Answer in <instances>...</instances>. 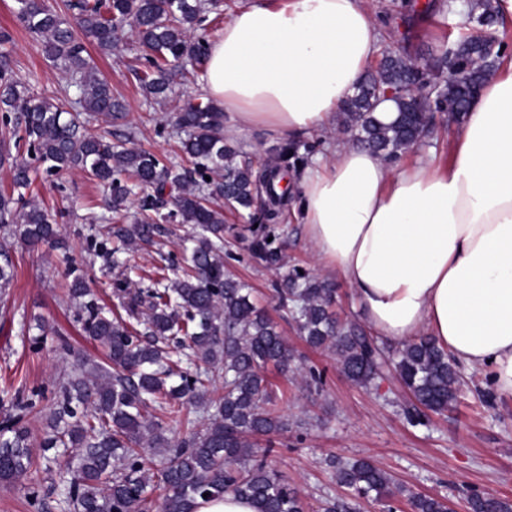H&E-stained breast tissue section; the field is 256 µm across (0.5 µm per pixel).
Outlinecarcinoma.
<instances>
[{
  "label": "carcinoma",
  "instance_id": "cac0c4a2",
  "mask_svg": "<svg viewBox=\"0 0 512 512\" xmlns=\"http://www.w3.org/2000/svg\"><path fill=\"white\" fill-rule=\"evenodd\" d=\"M15 17L41 44L44 56L63 77H75L77 97L69 110L66 99L30 94L17 80L6 45L12 34L0 29V164L12 170L17 195H0V228L32 249L59 239L63 213L25 197L32 168L52 176L80 169L90 172L107 190L106 208L119 213L139 201L140 218L117 230L122 246L112 249V266L119 254L137 241L149 242L161 232L156 214L167 187L179 186L173 218L191 226L193 244L181 277L162 285L165 275L138 292L149 314L138 331L99 303L77 268L69 298L77 321L89 339L106 351L108 363L91 364L77 357L75 373L56 392L51 426L43 436V451L75 448L68 458L66 494L73 512H149L156 491L164 492L165 512H194L197 499L233 494L250 500L257 512H305L297 490L288 486L255 455L252 438L284 429L276 412L279 397L264 370H291L295 356L266 311L251 300V289L224 265V209L247 216L254 237L250 250L268 268L283 265L281 247L269 237L281 218L283 199L270 175L257 176L238 152L224 144L221 113L209 101L188 102L174 116V127L185 135L184 155L192 164V184L211 186L223 204L203 202L194 189L184 188V174L155 154L138 147L136 132L125 143L112 144V132L88 131L80 114L90 119L124 118L123 103L87 55V45L107 54L132 26L145 49L135 74L147 95L163 101L170 91L172 67L203 63L209 44L194 35L206 17L202 0H76L74 17L50 0H15ZM480 24L502 23L495 0H474L470 12ZM406 45L384 58L358 84L341 109L338 126L365 148L392 159L413 147L430 131V105L467 106L486 74L502 63L501 55L483 51L482 33H464L454 41L452 55L420 64ZM460 73L453 83L439 79L448 66ZM393 89L397 116L384 124L375 115L378 101ZM27 146L30 160L11 158L9 140ZM300 160L299 145L285 141L277 148L274 168ZM0 290L12 285L15 267L0 249ZM279 306L291 309L297 330L308 345L336 356L340 372L352 383L370 387L393 376L410 397L406 409L413 425L428 414L441 413L458 395L459 374L448 352L429 336L384 351L358 325L337 316L335 284L292 269L275 286ZM153 402L169 418H179L192 406L209 413L201 432L190 431L174 444L162 419L147 417ZM29 431L14 421L0 428V484L14 485L37 470L28 443ZM162 454V467L151 472V457ZM332 478L357 499L372 497L386 512L405 496L411 512H450L443 498L422 495L392 482L369 459L345 462L327 459ZM469 512H512V502L494 494L470 490Z\"/></svg>",
  "mask_w": 512,
  "mask_h": 512
}]
</instances>
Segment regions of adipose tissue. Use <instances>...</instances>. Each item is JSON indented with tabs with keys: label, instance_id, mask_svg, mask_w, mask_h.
Segmentation results:
<instances>
[{
	"label": "adipose tissue",
	"instance_id": "1",
	"mask_svg": "<svg viewBox=\"0 0 512 512\" xmlns=\"http://www.w3.org/2000/svg\"><path fill=\"white\" fill-rule=\"evenodd\" d=\"M379 39L362 0H252L212 41L202 88L231 135L333 129ZM450 131L445 164L392 168L339 144L313 158L299 182L304 233L376 335L433 337L512 401V65Z\"/></svg>",
	"mask_w": 512,
	"mask_h": 512
}]
</instances>
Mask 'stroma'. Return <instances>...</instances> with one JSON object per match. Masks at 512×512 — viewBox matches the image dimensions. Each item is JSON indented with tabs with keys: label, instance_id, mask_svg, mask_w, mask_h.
I'll return each instance as SVG.
<instances>
[{
	"label": "stroma",
	"instance_id": "1",
	"mask_svg": "<svg viewBox=\"0 0 512 512\" xmlns=\"http://www.w3.org/2000/svg\"><path fill=\"white\" fill-rule=\"evenodd\" d=\"M426 0H363L380 27L379 51L398 48L404 34H412L413 52L421 59L437 56L440 45L459 33L477 30L465 8L467 0H433L446 5L416 22L410 21L411 5ZM15 0H0V28L9 29L14 69L30 92L56 98L65 82L45 58L40 43L17 22ZM141 46L136 32L125 29L111 53H93L92 58L112 91L120 96L128 112L126 120L106 125L91 121V129L110 127L113 141H120L129 126H136L138 147L156 154L164 162L186 165L180 150V134L160 129L159 121L175 112L183 92L200 94L203 68L192 67L190 75L174 70L172 92L157 101L146 95L135 76ZM33 193L49 207L66 208L60 234L66 244L59 251L46 247L29 251L19 239L8 247L16 277L5 295H0V426L19 416L40 441L50 417L55 393L74 371L76 356L100 362L103 349L87 340L76 320V309L67 288V265L82 271L106 309L125 315L140 288L168 264L170 254L179 252L178 236L167 233L155 242L141 244L122 253L123 265L112 268L107 258L91 248L92 240L111 242L113 230L134 222L136 207L109 216L103 207L102 185L74 169L55 176L38 175ZM96 223H88L89 215ZM277 242L285 246V264L277 270L252 259L247 246L252 239L249 225L238 213L225 212L224 236L237 246L224 264L232 274L247 282L255 302L276 320L282 335L297 357L298 371L281 374L268 369L267 377L280 398L279 414L287 430L256 438L258 453L268 465L295 488L310 512L321 501L349 497L348 489L334 481L326 459H371L393 480L412 491L444 498L454 512H468L463 495L474 488L512 499V403L497 398L477 371L460 367L456 402L447 411L433 414L424 426L410 425L403 413L406 401L398 384L388 381L364 388L348 381L330 351L310 348L292 323L283 320L271 299L275 281L293 267L335 282L336 311L340 316L363 322L354 303L351 286L331 270L322 268L310 247L298 217L297 206H288L274 229ZM324 373L322 389L306 380L309 368Z\"/></svg>",
	"mask_w": 512,
	"mask_h": 512
}]
</instances>
